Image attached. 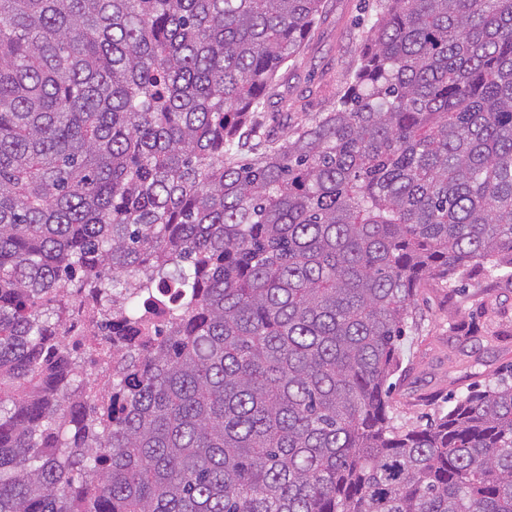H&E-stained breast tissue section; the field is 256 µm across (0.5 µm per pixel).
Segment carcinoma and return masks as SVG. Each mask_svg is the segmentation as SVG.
<instances>
[{"instance_id": "carcinoma-1", "label": "carcinoma", "mask_w": 512, "mask_h": 512, "mask_svg": "<svg viewBox=\"0 0 512 512\" xmlns=\"http://www.w3.org/2000/svg\"><path fill=\"white\" fill-rule=\"evenodd\" d=\"M371 11L299 117L325 0H0V512H512L511 382L390 403L420 290L512 281V0ZM84 309L81 303L76 302L74 306V318L68 325L67 342L69 347L86 344L94 337L90 336L91 333L88 329V322L83 315Z\"/></svg>"}]
</instances>
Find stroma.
Returning <instances> with one entry per match:
<instances>
[{"label": "stroma", "instance_id": "1", "mask_svg": "<svg viewBox=\"0 0 512 512\" xmlns=\"http://www.w3.org/2000/svg\"><path fill=\"white\" fill-rule=\"evenodd\" d=\"M327 3L328 18L289 81L290 96L304 99L309 112L317 111L318 100L306 96V88L318 86L322 76H337L342 63L363 48L353 27L362 0ZM415 305L420 325L404 343L403 374L396 380L392 403L401 420L422 424L448 396L486 385L512 364V283L482 274L460 293L452 284L434 283L422 290ZM471 319L478 323L472 335L451 327Z\"/></svg>", "mask_w": 512, "mask_h": 512}]
</instances>
